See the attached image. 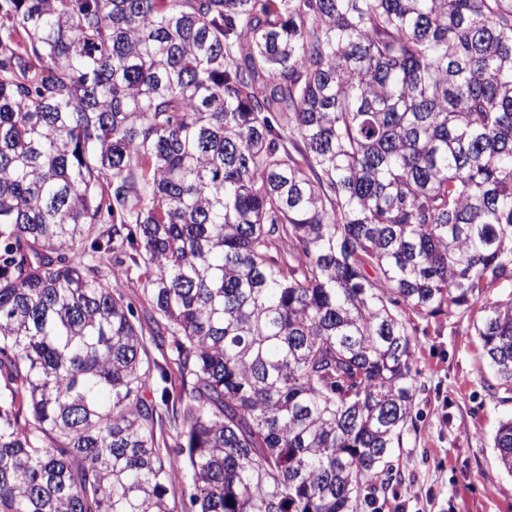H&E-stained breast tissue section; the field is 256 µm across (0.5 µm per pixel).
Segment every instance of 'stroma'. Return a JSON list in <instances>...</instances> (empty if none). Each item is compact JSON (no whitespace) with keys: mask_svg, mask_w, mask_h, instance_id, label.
Here are the masks:
<instances>
[{"mask_svg":"<svg viewBox=\"0 0 512 512\" xmlns=\"http://www.w3.org/2000/svg\"><path fill=\"white\" fill-rule=\"evenodd\" d=\"M477 314L411 319L418 431L391 457L382 512H512V475L493 448L499 422L512 416V392L486 365Z\"/></svg>","mask_w":512,"mask_h":512,"instance_id":"35a3bbf8","label":"stroma"}]
</instances>
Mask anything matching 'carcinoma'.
Wrapping results in <instances>:
<instances>
[{"label":"carcinoma","instance_id":"1","mask_svg":"<svg viewBox=\"0 0 512 512\" xmlns=\"http://www.w3.org/2000/svg\"><path fill=\"white\" fill-rule=\"evenodd\" d=\"M492 288L512 0H0V512H365Z\"/></svg>","mask_w":512,"mask_h":512}]
</instances>
